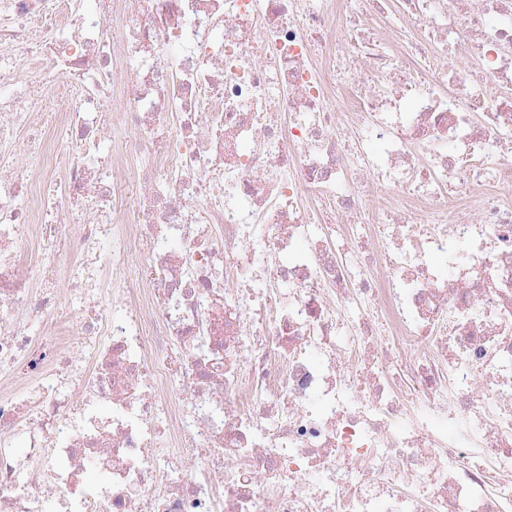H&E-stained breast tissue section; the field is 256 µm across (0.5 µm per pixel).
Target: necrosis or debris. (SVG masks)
Returning a JSON list of instances; mask_svg holds the SVG:
<instances>
[{
	"mask_svg": "<svg viewBox=\"0 0 512 512\" xmlns=\"http://www.w3.org/2000/svg\"><path fill=\"white\" fill-rule=\"evenodd\" d=\"M0 512H512V0H0Z\"/></svg>",
	"mask_w": 512,
	"mask_h": 512,
	"instance_id": "4bbe7bcc",
	"label": "necrosis or debris"
}]
</instances>
